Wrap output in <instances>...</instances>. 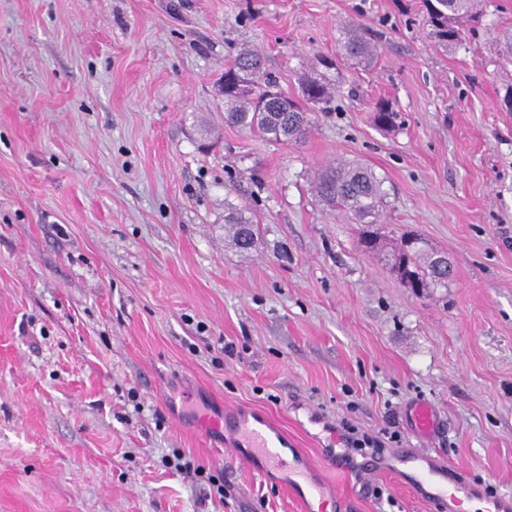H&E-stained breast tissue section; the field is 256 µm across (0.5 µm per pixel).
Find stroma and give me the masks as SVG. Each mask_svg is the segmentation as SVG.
I'll list each match as a JSON object with an SVG mask.
<instances>
[{
	"label": "stroma",
	"instance_id": "1",
	"mask_svg": "<svg viewBox=\"0 0 512 512\" xmlns=\"http://www.w3.org/2000/svg\"><path fill=\"white\" fill-rule=\"evenodd\" d=\"M352 21L369 62L340 55ZM511 41L512 0L448 49L420 0H0V512H299L195 431L222 407L266 414L294 452L346 454L352 471H318L331 512H429L366 471L346 424L512 493ZM245 48L294 99L316 56L336 60L304 142L225 121ZM340 159L383 181L382 250L311 191ZM233 209L258 227L249 252L225 237ZM411 234L447 287L396 276ZM417 400L443 421L428 441ZM411 425L421 437L432 436L439 427L440 419L434 407L425 401H417L408 409Z\"/></svg>",
	"mask_w": 512,
	"mask_h": 512
}]
</instances>
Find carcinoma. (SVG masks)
I'll use <instances>...</instances> for the list:
<instances>
[{
  "label": "carcinoma",
  "mask_w": 512,
  "mask_h": 512,
  "mask_svg": "<svg viewBox=\"0 0 512 512\" xmlns=\"http://www.w3.org/2000/svg\"><path fill=\"white\" fill-rule=\"evenodd\" d=\"M442 12L431 8L434 0H423L427 14L428 36L438 45L457 46L466 41L467 33L474 31L466 22L479 23V0H440ZM341 54L346 59L368 60L376 47L367 39L357 23L344 26ZM249 69V89L242 91L233 83L224 84V118L227 122L258 130L263 137L277 143H300L310 132L309 120L301 107L282 93H271L272 82L268 78L264 62L259 54L243 49L225 69L224 74ZM302 97L313 104H328L336 94L331 82L318 76H308L301 85ZM399 114L380 105L374 115L375 125L383 130L397 126ZM312 191L318 202L333 211H347L357 223L366 227L361 243L370 247L375 243L377 232L371 230L377 224L379 208L384 192L382 181L361 162L338 161L321 169L314 177ZM225 230L234 245L242 250L252 249L255 243V225L244 212L233 209L224 217ZM393 268L406 267L410 288H433L448 283V271L438 268L434 253L420 247L408 253L398 248L393 254Z\"/></svg>",
  "instance_id": "carcinoma-1"
}]
</instances>
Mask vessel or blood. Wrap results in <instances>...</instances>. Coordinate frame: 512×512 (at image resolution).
<instances>
[{
	"mask_svg": "<svg viewBox=\"0 0 512 512\" xmlns=\"http://www.w3.org/2000/svg\"><path fill=\"white\" fill-rule=\"evenodd\" d=\"M408 418L419 436H432L440 419L434 407L425 401L413 403ZM207 435H223L230 449L252 470L265 476L280 477L298 501L301 512H323L329 495L316 477V470L306 457L289 460L286 440L264 417L242 413L235 416L211 414L197 424ZM411 463L410 473L400 466ZM374 468L382 473L402 476L413 494L428 506L442 505L448 512H460L463 500L478 497L475 488L461 484L451 476L448 463L442 457L426 452L395 451L376 461Z\"/></svg>",
	"mask_w": 512,
	"mask_h": 512,
	"instance_id": "b4317fda",
	"label": "vessel or blood"
}]
</instances>
